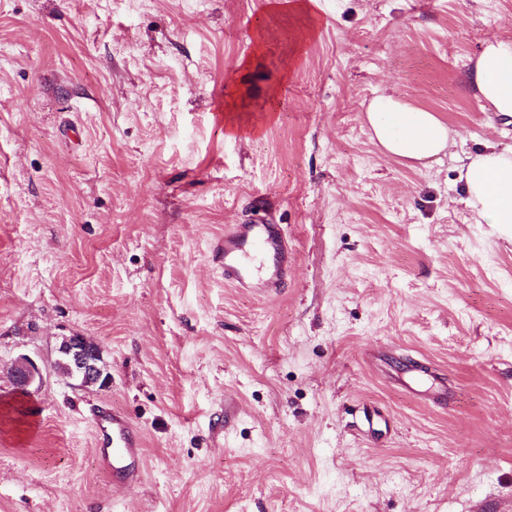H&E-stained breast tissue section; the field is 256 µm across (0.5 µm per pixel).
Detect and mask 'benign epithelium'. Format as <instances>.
I'll return each mask as SVG.
<instances>
[{"instance_id": "7a95c632", "label": "benign epithelium", "mask_w": 512, "mask_h": 512, "mask_svg": "<svg viewBox=\"0 0 512 512\" xmlns=\"http://www.w3.org/2000/svg\"><path fill=\"white\" fill-rule=\"evenodd\" d=\"M51 369L60 376L78 382L80 387L105 388L112 381L100 348L87 337L80 335L62 339L56 348ZM11 374L16 390L27 394L35 382L43 380L42 367L27 355L16 359Z\"/></svg>"}]
</instances>
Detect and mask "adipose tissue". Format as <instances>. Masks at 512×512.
<instances>
[{
  "mask_svg": "<svg viewBox=\"0 0 512 512\" xmlns=\"http://www.w3.org/2000/svg\"><path fill=\"white\" fill-rule=\"evenodd\" d=\"M470 81L481 108L512 118V39H492L475 61ZM366 119L374 139L392 158L425 162L452 143L435 113L383 93L370 102ZM466 202L485 223L512 229V144L492 143L460 159Z\"/></svg>",
  "mask_w": 512,
  "mask_h": 512,
  "instance_id": "adipose-tissue-1",
  "label": "adipose tissue"
}]
</instances>
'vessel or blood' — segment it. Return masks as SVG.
Masks as SVG:
<instances>
[{"instance_id": "1", "label": "vessel or blood", "mask_w": 512, "mask_h": 512, "mask_svg": "<svg viewBox=\"0 0 512 512\" xmlns=\"http://www.w3.org/2000/svg\"><path fill=\"white\" fill-rule=\"evenodd\" d=\"M224 281L238 288H251L272 297L281 290L288 266V250L281 233L269 224H232L224 229ZM402 382L409 390L438 398L442 389L429 383L423 371L406 367ZM96 462L114 484L138 483L143 454V437L126 415L103 405L92 415Z\"/></svg>"}]
</instances>
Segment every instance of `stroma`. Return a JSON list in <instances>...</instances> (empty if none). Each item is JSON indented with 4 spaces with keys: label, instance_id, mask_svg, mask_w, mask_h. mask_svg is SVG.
<instances>
[{
    "label": "stroma",
    "instance_id": "stroma-1",
    "mask_svg": "<svg viewBox=\"0 0 512 512\" xmlns=\"http://www.w3.org/2000/svg\"><path fill=\"white\" fill-rule=\"evenodd\" d=\"M493 37L512 0H0V512H512V233L455 160L512 143L468 87ZM383 92L453 155L386 156ZM257 218L295 257L267 299L216 258ZM72 334L111 385L18 400L14 361ZM103 403L144 436L128 488ZM402 382L409 390L428 397L438 398L444 395V392L435 384L429 383L423 371L414 368V366L406 367L402 372ZM96 462L118 487L140 481L143 437L126 415L112 407L98 406L92 415Z\"/></svg>",
    "mask_w": 512,
    "mask_h": 512
}]
</instances>
